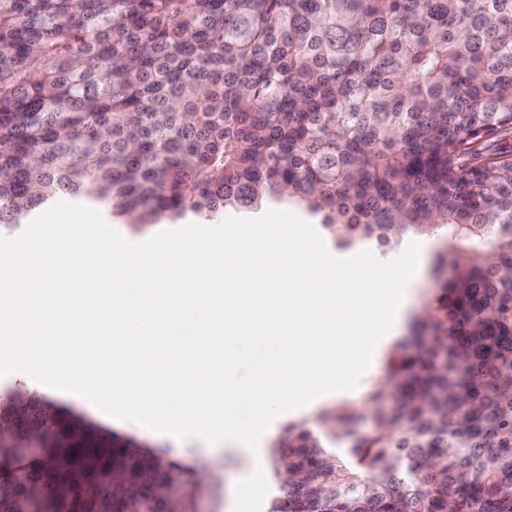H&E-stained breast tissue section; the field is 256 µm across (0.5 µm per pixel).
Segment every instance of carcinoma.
<instances>
[{
    "mask_svg": "<svg viewBox=\"0 0 512 512\" xmlns=\"http://www.w3.org/2000/svg\"><path fill=\"white\" fill-rule=\"evenodd\" d=\"M62 193L136 230L295 208L341 251L436 237L374 428L346 402L289 424L269 512H512V0H0V234ZM4 402L0 512L202 487L158 498L162 455Z\"/></svg>",
    "mask_w": 512,
    "mask_h": 512,
    "instance_id": "carcinoma-1",
    "label": "carcinoma"
}]
</instances>
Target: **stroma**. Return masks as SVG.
I'll return each instance as SVG.
<instances>
[{
	"mask_svg": "<svg viewBox=\"0 0 512 512\" xmlns=\"http://www.w3.org/2000/svg\"><path fill=\"white\" fill-rule=\"evenodd\" d=\"M55 407L81 414L91 424L133 439L144 450H158L168 460L188 467L202 468L210 477L195 497L193 512H266L275 491L271 474L274 443L291 422L315 424L320 412L298 408L274 419L261 436L257 451L241 449L232 439L208 444L197 438L156 440L152 430H132L112 420L87 399L69 393H45Z\"/></svg>",
	"mask_w": 512,
	"mask_h": 512,
	"instance_id": "1",
	"label": "stroma"
}]
</instances>
